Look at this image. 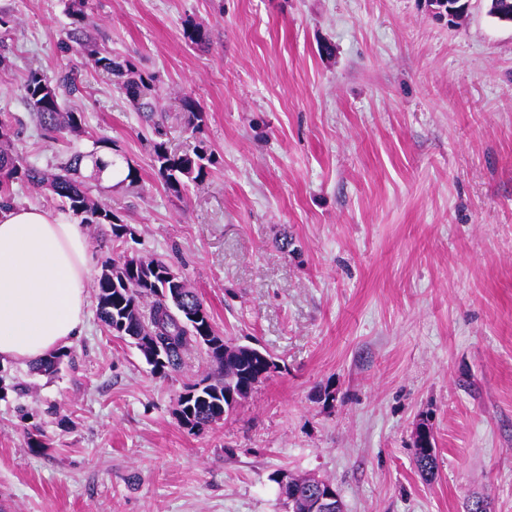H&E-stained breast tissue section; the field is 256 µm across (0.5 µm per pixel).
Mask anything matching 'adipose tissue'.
I'll return each instance as SVG.
<instances>
[{
    "label": "adipose tissue",
    "mask_w": 512,
    "mask_h": 512,
    "mask_svg": "<svg viewBox=\"0 0 512 512\" xmlns=\"http://www.w3.org/2000/svg\"><path fill=\"white\" fill-rule=\"evenodd\" d=\"M93 265L84 225L65 213L0 207V364L36 362L81 334Z\"/></svg>",
    "instance_id": "1"
}]
</instances>
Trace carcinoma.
I'll return each mask as SVG.
<instances>
[{
	"mask_svg": "<svg viewBox=\"0 0 512 512\" xmlns=\"http://www.w3.org/2000/svg\"><path fill=\"white\" fill-rule=\"evenodd\" d=\"M488 14L500 22L512 21V0H489ZM70 17L71 29L62 49L112 75L114 84L141 120L160 132L166 113L157 105L156 76L142 73L129 59L90 48L84 40L83 0H72ZM184 38L195 45L209 44L208 30L197 23L184 29ZM77 90L78 78L72 70L51 77L39 69L28 72L24 96L30 115L46 140L57 142L86 134L83 113L65 105V97ZM181 111L186 127L193 133L199 132L205 122L199 103L185 96L181 99ZM20 125L19 118L0 114V205L15 202L14 186H24L36 193H50L60 201L62 210L81 218L83 224L109 226L114 241L133 234L112 210L92 198L82 174L89 167L91 177L98 180L105 169L118 165L117 159L106 161L100 153L91 154L74 144L67 159L55 170H44L17 149L15 138ZM212 163L213 153L203 140L192 152L183 154L172 151L163 140L153 143L152 166L165 192L176 198L183 197L190 183L204 179ZM96 288L99 320L109 332L132 339L154 373L165 376L180 367L190 348H205L218 379L214 383L204 379L192 384L179 396L178 406L190 431L199 432L223 419L277 368L267 352L250 345H233L217 334L198 293L161 256L137 258L114 249L112 256L102 263ZM432 439L429 433H414L416 465L427 475L436 468ZM274 481L288 512H313L306 492L313 486L329 485L327 481L290 474Z\"/></svg>",
	"mask_w": 512,
	"mask_h": 512,
	"instance_id": "1",
	"label": "carcinoma"
}]
</instances>
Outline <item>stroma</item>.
<instances>
[{
	"instance_id": "35a3bbf8",
	"label": "stroma",
	"mask_w": 512,
	"mask_h": 512,
	"mask_svg": "<svg viewBox=\"0 0 512 512\" xmlns=\"http://www.w3.org/2000/svg\"><path fill=\"white\" fill-rule=\"evenodd\" d=\"M69 2L0 0V113L26 120L29 69L79 68L81 147L107 138L138 171L90 185L132 227L123 251L164 256L219 334L277 367L192 432L177 400L212 375L205 351L154 374L89 312L58 372L0 367V502L288 512L284 472L335 484L345 512H461L475 495L512 512V25L487 0L453 23L425 0H87L92 43L156 75L169 148L213 152L179 199L111 77L63 51ZM190 22L208 47L184 39ZM181 111L186 127L193 134L199 132L205 122V113L199 103L190 96H184L181 99ZM426 426L424 424H420L414 433V448H415V458L416 465L418 469L421 470L422 473L426 475H433L434 470L436 468V453H435V445L434 438L431 435L430 429L427 427V434L422 435L418 429ZM431 442H430V440ZM427 445H431L430 448Z\"/></svg>"
}]
</instances>
